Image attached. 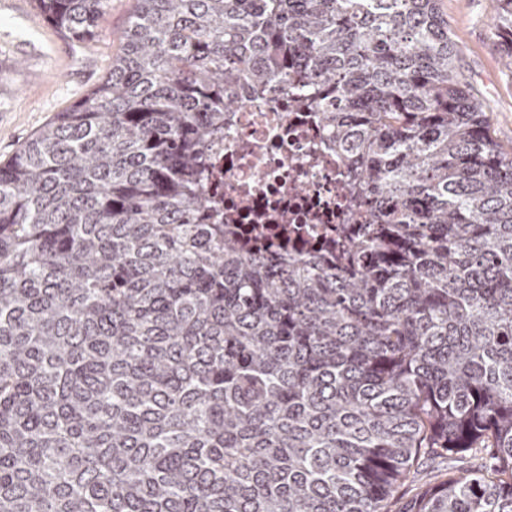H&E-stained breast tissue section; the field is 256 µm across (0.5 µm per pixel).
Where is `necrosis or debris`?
<instances>
[{"label": "necrosis or debris", "mask_w": 512, "mask_h": 512, "mask_svg": "<svg viewBox=\"0 0 512 512\" xmlns=\"http://www.w3.org/2000/svg\"><path fill=\"white\" fill-rule=\"evenodd\" d=\"M209 162L208 196L254 247L294 254L362 220L344 191L349 172L332 133L293 93L253 96L227 115Z\"/></svg>", "instance_id": "obj_1"}]
</instances>
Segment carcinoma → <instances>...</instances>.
Segmentation results:
<instances>
[{
	"mask_svg": "<svg viewBox=\"0 0 512 512\" xmlns=\"http://www.w3.org/2000/svg\"><path fill=\"white\" fill-rule=\"evenodd\" d=\"M136 2L0 166V512H392L420 460L397 512H512V153L442 0ZM286 88L368 211L334 263L204 220L224 113Z\"/></svg>",
	"mask_w": 512,
	"mask_h": 512,
	"instance_id": "carcinoma-1",
	"label": "carcinoma"
}]
</instances>
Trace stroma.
Returning <instances> with one entry per match:
<instances>
[{"label":"stroma","instance_id":"obj_1","mask_svg":"<svg viewBox=\"0 0 512 512\" xmlns=\"http://www.w3.org/2000/svg\"><path fill=\"white\" fill-rule=\"evenodd\" d=\"M456 66L483 104L495 142L512 153V58L494 24L502 0H442ZM135 9L106 0L98 34L79 42L49 23L35 0H0V164L105 76Z\"/></svg>","mask_w":512,"mask_h":512}]
</instances>
